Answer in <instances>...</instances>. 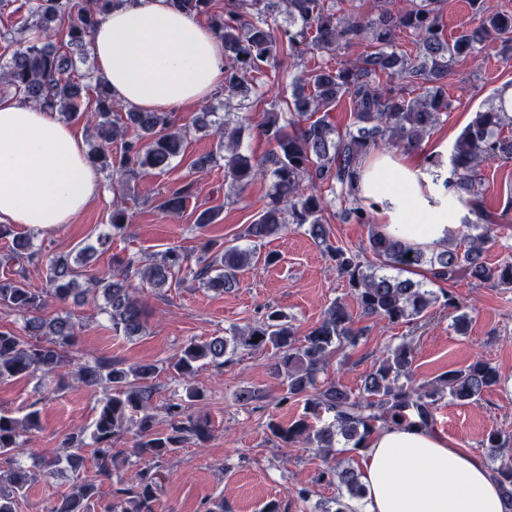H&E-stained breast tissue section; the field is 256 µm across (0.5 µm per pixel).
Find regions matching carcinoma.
<instances>
[{"label":"carcinoma","instance_id":"obj_1","mask_svg":"<svg viewBox=\"0 0 512 512\" xmlns=\"http://www.w3.org/2000/svg\"><path fill=\"white\" fill-rule=\"evenodd\" d=\"M125 0H25L27 19L18 32H0V38L16 44L11 56L0 63V85L24 100L56 112L69 121L84 119L92 124L96 144L88 159L111 182L120 187L142 173L165 174L184 150L189 130H172L169 112L123 109L115 103L106 84L77 71L88 60L91 36L102 18ZM441 0H405L396 8L390 0H370L365 16L337 14L336 0H225L224 13L212 18V31L224 45V107L238 99L242 108L258 91L257 78L277 68L291 78L293 92L286 102L288 120H282L279 104H271L261 132L273 143L262 159L241 152L244 128L230 113L218 116L209 108L198 113L192 125L198 131L212 130L221 155L198 158L194 166L205 169L224 160V173L232 195L240 196L259 179L271 181V190L258 219L247 225L244 237L255 245L294 224L323 247L337 272L346 278L359 316L389 323L421 319L438 302L457 312L455 328L463 331L468 314L450 292L437 294L431 282H454L465 275L477 284L493 282L512 288V258L492 267L484 258L493 229V216L485 200L482 167L488 160L512 161V136L503 134L512 126V113L503 105L476 112L448 151L425 158L433 182L453 190L468 207V216L446 239L426 249L414 247L373 223L378 205L359 196V171L364 159L380 148L415 149L430 135L448 112V75L455 62L472 56L492 43L499 45L505 61L512 60V13L492 11L485 0H471L475 22L455 38L448 39L439 20ZM187 14L208 12L212 0H171ZM286 15L288 25L277 17ZM66 27V40L57 46L50 32ZM409 37L412 49L396 43L399 33ZM365 41L354 63L319 66L310 71L298 67L310 51L335 54ZM351 100L352 123L336 129L324 113L343 97ZM89 98L91 110L83 108ZM118 143L119 158H112ZM333 194L350 207L347 219L370 225L368 245L354 251L333 243L325 219ZM190 186L169 192L159 208L169 214L181 212ZM112 232L96 243L79 248L75 255H59L47 265L45 288H32L23 270L0 277V308L21 316L25 334L0 330V382L23 377L64 375L80 334L71 314L46 317L52 302L102 296L112 329L126 337L145 331V312L133 292L132 278L141 276L153 288L189 261V255L169 247L151 262L136 255L118 261L113 273H88L98 252L112 247V233L128 224L126 209L115 206L109 215ZM0 239L11 240L9 259L20 266L36 255L33 237L14 233L13 225L0 224ZM254 248L214 243L197 261L194 279L217 292L237 283L247 268ZM428 266V281H415L401 273ZM365 329L342 301L334 302L321 323L303 336L287 317L269 310L262 320L228 336L189 340L167 367L141 363L125 368L110 359L87 361L74 371L85 386L100 389L90 434L93 471L85 473V441L79 431L67 439L64 451L47 467H64L74 474L68 491L55 502L53 512H94L109 482L111 512H154L162 491L163 462L189 444L208 439L209 423L191 413L204 399L198 387L185 395L156 405V380L168 370L191 378L198 367L218 360L228 361L240 350L272 352L274 373L281 379L279 403H303L300 418L286 426L268 424L279 445H304L330 456L339 443L359 450L377 425H433L438 403L448 398L460 404L479 402L484 393L500 386L497 369L477 357L463 368L450 370L433 382L418 383L412 373L413 348L401 342L385 349L366 376L362 392L354 395L334 381L319 382L331 359L341 350L356 346ZM163 409L167 428L156 429V411ZM137 420L138 440L131 451L150 464L127 480L112 481L116 463L115 444L124 436L127 422ZM41 427L39 412L23 417L0 411V459L8 463L22 447L25 434ZM490 466L512 512V434L490 431L483 440ZM40 472L22 466L0 470V512H17L18 499ZM318 481L340 490L335 509L322 512H357L350 500L360 499L364 487L352 468L329 465Z\"/></svg>","mask_w":512,"mask_h":512}]
</instances>
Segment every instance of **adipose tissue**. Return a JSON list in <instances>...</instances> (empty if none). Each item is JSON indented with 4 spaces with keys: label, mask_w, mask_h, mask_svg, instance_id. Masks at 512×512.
<instances>
[{
    "label": "adipose tissue",
    "mask_w": 512,
    "mask_h": 512,
    "mask_svg": "<svg viewBox=\"0 0 512 512\" xmlns=\"http://www.w3.org/2000/svg\"><path fill=\"white\" fill-rule=\"evenodd\" d=\"M97 74L114 100L176 112L224 87V48L168 0H125L91 40ZM359 194L379 206L387 233L411 244L445 239L466 209L428 183L406 155L380 153L360 168ZM102 193L82 135L19 98H0V223L42 230L69 223ZM360 512H505L499 483L478 455L435 431L389 425L361 451Z\"/></svg>",
    "instance_id": "ef3b65f1"
}]
</instances>
